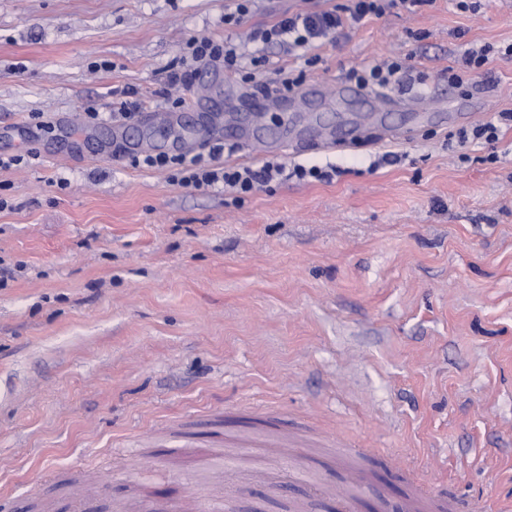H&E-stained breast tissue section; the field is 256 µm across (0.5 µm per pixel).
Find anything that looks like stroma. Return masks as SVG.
Segmentation results:
<instances>
[{"label": "stroma", "mask_w": 512, "mask_h": 512, "mask_svg": "<svg viewBox=\"0 0 512 512\" xmlns=\"http://www.w3.org/2000/svg\"><path fill=\"white\" fill-rule=\"evenodd\" d=\"M230 5L0 0V157L26 158L0 169V497L182 512L184 484L195 512H337L330 487L399 504L412 470L512 512V127L461 144L437 117L396 143L292 152L271 113L257 133L273 157L341 174L239 204L128 165L148 124L117 142L89 111L126 90L167 111L171 66L190 37L223 39ZM317 6L255 0L234 41L253 52L251 29ZM466 42L494 51L449 87ZM510 45L512 0H434L270 47L255 80H232L261 95L292 70L333 83L396 57L428 92L481 101L480 123L512 109Z\"/></svg>", "instance_id": "1"}]
</instances>
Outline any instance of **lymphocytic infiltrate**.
<instances>
[{"instance_id": "1", "label": "lymphocytic infiltrate", "mask_w": 512, "mask_h": 512, "mask_svg": "<svg viewBox=\"0 0 512 512\" xmlns=\"http://www.w3.org/2000/svg\"><path fill=\"white\" fill-rule=\"evenodd\" d=\"M433 0H345L344 4L331 10H310L293 14H283L274 24L255 29L251 40L258 48L252 54L240 52L231 39L221 41L209 37H193L186 43L187 53L180 59V66L171 70L169 78L174 82L188 83L196 74L197 68L219 63L225 70L244 72L246 78H253L268 62L264 47L279 44L295 49L316 42H336L345 29H355L371 19L382 16L387 10L414 8L432 4ZM407 68L397 59L377 62L364 69L350 70L348 80L368 88L398 87L408 84ZM223 142L213 143L207 154L191 157L178 154H146L130 157L134 167L166 169L171 173L173 183L193 189L228 188L239 195L255 192L284 173H291L300 180L332 182L339 171L333 167H306L297 165L286 167L278 160L265 161L261 166L224 165Z\"/></svg>"}]
</instances>
